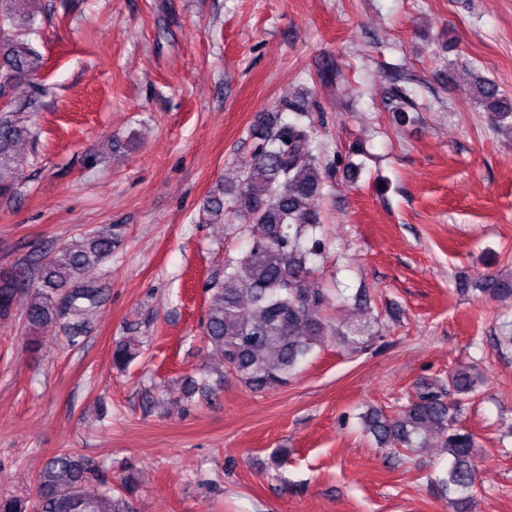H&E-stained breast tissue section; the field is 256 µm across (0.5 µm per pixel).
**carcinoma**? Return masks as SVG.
Masks as SVG:
<instances>
[{"mask_svg":"<svg viewBox=\"0 0 512 512\" xmlns=\"http://www.w3.org/2000/svg\"><path fill=\"white\" fill-rule=\"evenodd\" d=\"M38 0H0V196L14 194L18 181L16 147L27 134V122L47 88L16 99L14 87L31 81L43 68L42 54L31 41L14 33L16 18L27 25L36 14L20 6ZM479 102L497 123L512 122V101L488 79L476 84ZM391 112L401 123L409 119L410 101L398 91ZM321 112L308 96L279 101L260 132L255 134L249 165L224 173L220 187L205 201L202 220L225 228L246 230L256 226L243 254L224 263V269L206 283L210 293L203 323L205 342L219 348L224 363L218 381L232 375L245 385L262 390L282 386L327 339L356 349L366 326L346 331L324 316L331 296L309 283L312 264L324 251L306 230L320 223L312 206L323 194L326 168L311 146ZM118 242L115 229L106 226L69 244L39 262L33 273L0 282V317L23 306L28 331L40 333L60 326L70 347L82 344L87 317L104 299L99 282L106 260ZM483 292L512 295V281L491 278ZM136 348L118 342L112 362L126 368ZM477 390L470 369L458 366L440 384L417 395L395 416L372 411L364 424L375 439L411 453L425 445L427 434L437 432L448 454L441 488L450 496L452 512H468L476 484V444L458 425L463 402ZM108 484L99 466L62 450L51 456L39 472L34 495L0 494V512H120L109 491L94 495L86 484Z\"/></svg>","mask_w":512,"mask_h":512,"instance_id":"1","label":"carcinoma"}]
</instances>
